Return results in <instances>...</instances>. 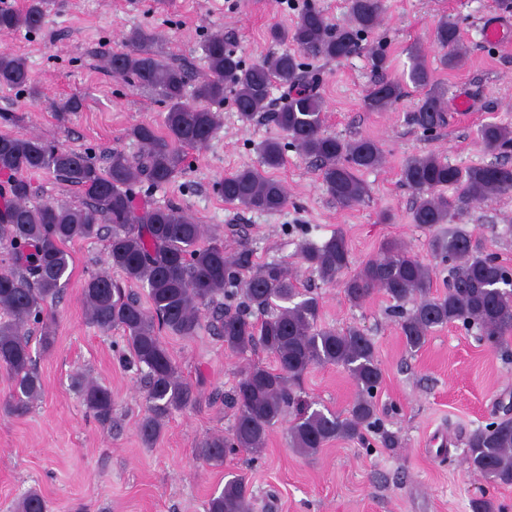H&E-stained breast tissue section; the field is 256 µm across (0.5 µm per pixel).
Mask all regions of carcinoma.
<instances>
[{"mask_svg":"<svg viewBox=\"0 0 512 512\" xmlns=\"http://www.w3.org/2000/svg\"><path fill=\"white\" fill-rule=\"evenodd\" d=\"M350 23L332 27L318 9H306L291 28L277 24L269 35L276 42L291 41L296 51L283 52L259 64L245 65L227 47L224 34L211 35L202 45L208 75L197 83L193 101L187 99L192 73L170 64L153 50V37L134 28L122 45L102 53L112 76L140 88L154 90L167 104L165 133L151 124L134 126L130 135L141 145L135 156L114 151L105 167L73 150H58L37 136L0 135V242L10 267L0 270V367L13 381L6 400L10 412L23 413L41 393L34 371L29 336L24 326L41 325L44 349L53 344L55 320L45 309L59 297L72 269L68 244L102 236L112 225L108 240V265L125 280L147 288L148 304L126 293L108 274L89 279L83 288L88 322L101 332L122 330L134 362L145 370L148 410L139 424L146 444L156 441L164 420L173 411L195 405L198 393L185 383L159 333L166 330L192 338L202 328V309L213 308L211 328L224 341V349L239 355L262 349L274 358L272 367L246 364L239 373L227 403L236 409L231 433L206 437L198 448L207 462L221 465L227 451L257 455L269 433L283 418L291 447L313 455L335 439H357L373 424L374 391L382 373L373 339L358 327L342 331L318 326L317 295L300 290L297 279L284 265L258 263L252 251L228 253L216 238L205 241L206 230L180 208L135 204L134 187L147 181L162 186L183 170L186 151L207 146L218 120L210 105L233 93L240 120L265 114L286 135L290 144L317 163L329 197L342 208L364 201L366 188L359 177L382 164L377 141L362 137L346 142L324 133V102L302 82L301 57L319 54L341 60L355 53L362 35L380 22L381 0H348ZM44 23L41 0H29L23 9H0V32L36 30ZM435 38L445 55L442 63L458 67L466 55L455 22L439 21ZM409 80L424 96L412 115L422 130L447 124L443 94L436 91L432 73L417 57ZM30 70L24 55L0 49V86H29ZM285 89L288 102L272 108V91ZM403 96L400 82L380 78L364 100L366 110L382 112ZM477 141L487 163L459 167L434 154L416 155L401 168L400 177L414 194L412 222L432 228L462 220L475 204L493 202L512 194V163L503 158L512 148V126L499 122L482 125ZM260 164L241 169L219 183L224 202L244 211L274 212L287 202L281 181L271 175L284 162L282 144L268 139L258 146ZM52 171L62 181L78 187L84 202L72 207L51 201L29 203L34 193L29 174ZM452 190V195L445 190ZM433 259L448 265L445 291H431L434 266L396 240L383 243L380 256L362 264L346 279L351 252L348 240L336 232L319 245L308 246L303 260L325 285L342 282L347 300L357 306L380 291L402 312L401 334L407 347L420 349L437 328L460 323L475 327L481 340L495 348L512 338V269L482 251L473 233L455 229L430 242ZM240 294L243 308L233 310L220 298ZM410 309H405V306ZM314 364L342 366L356 383L359 396L347 414L313 407L297 396L294 387ZM87 408L102 422L112 417V393L100 384L78 382ZM466 461L492 485L512 484V418L492 421L468 440ZM224 487L213 494L207 512H252V493L242 474L224 476ZM15 512H46L41 494L31 489L17 501Z\"/></svg>","mask_w":512,"mask_h":512,"instance_id":"1","label":"carcinoma"}]
</instances>
